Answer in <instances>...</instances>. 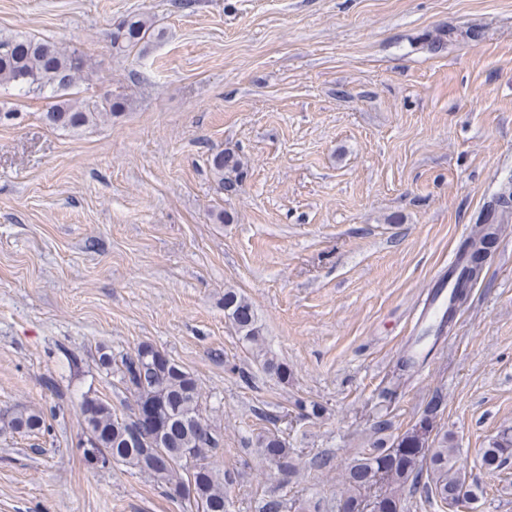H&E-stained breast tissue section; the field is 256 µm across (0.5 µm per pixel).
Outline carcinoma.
<instances>
[{
	"mask_svg": "<svg viewBox=\"0 0 512 512\" xmlns=\"http://www.w3.org/2000/svg\"><path fill=\"white\" fill-rule=\"evenodd\" d=\"M162 36L145 15L128 16L112 31V48L123 51L138 45L146 46ZM87 66L86 58L76 51H67L57 44L19 35L0 36V82L13 84L30 93L47 90L57 93L69 89L81 77ZM125 96L117 94L101 102L77 104L63 100L42 113L46 125L64 130H77L99 118L125 110ZM209 165L217 178L218 188L226 193L240 190L244 166L234 154L220 151L213 154ZM512 220V192L505 190L490 205L489 214L481 219L482 227L464 239L458 248L460 269L448 270L454 277L450 299L437 333L452 325V311L462 297L469 295L482 276L479 271L484 252L497 238L498 224ZM224 316L231 322L241 339L257 349L263 369L280 380L288 379V367L263 352L260 326L249 299L233 290L224 292ZM140 351L121 359L117 367L120 381L132 397L117 408L94 395H84L78 404L82 434L90 447L97 450L103 465L119 464L136 469L164 486L171 496L186 500L185 512H224V473L210 462L209 452L219 447V437L206 416L203 394L198 380L173 358L163 355V361L146 368L138 357ZM155 407L166 428L159 441L141 434L134 440V408ZM7 425L18 433L34 434L44 428L42 415L18 409L6 415ZM259 463L288 481L303 469L302 453L290 448L279 435L259 434L253 443ZM426 460L427 469L415 466V456ZM482 465L496 470L512 458V429L506 428L480 449ZM347 486L340 512H366L368 505L361 492L375 486L385 490L376 497L384 508L381 512H403L405 492L423 486L427 497L446 505L458 503V495L466 490L477 495L480 488L467 481V472L460 463V451L448 434H435L431 439L420 438L412 427L389 446L364 448L345 469Z\"/></svg>",
	"mask_w": 512,
	"mask_h": 512,
	"instance_id": "cac0c4a2",
	"label": "carcinoma"
}]
</instances>
